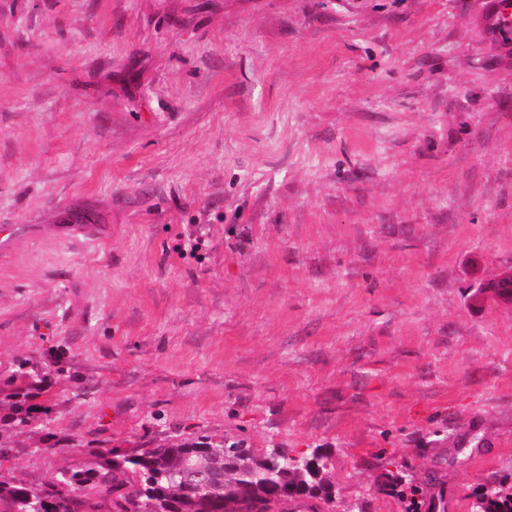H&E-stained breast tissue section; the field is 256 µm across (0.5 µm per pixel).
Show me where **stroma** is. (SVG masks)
<instances>
[{"label": "stroma", "instance_id": "1", "mask_svg": "<svg viewBox=\"0 0 512 512\" xmlns=\"http://www.w3.org/2000/svg\"><path fill=\"white\" fill-rule=\"evenodd\" d=\"M495 3L0 0V374L47 368L60 445L8 468L243 438L328 456L338 512H405L384 460L447 512L511 474ZM79 211L109 238L29 233Z\"/></svg>", "mask_w": 512, "mask_h": 512}]
</instances>
